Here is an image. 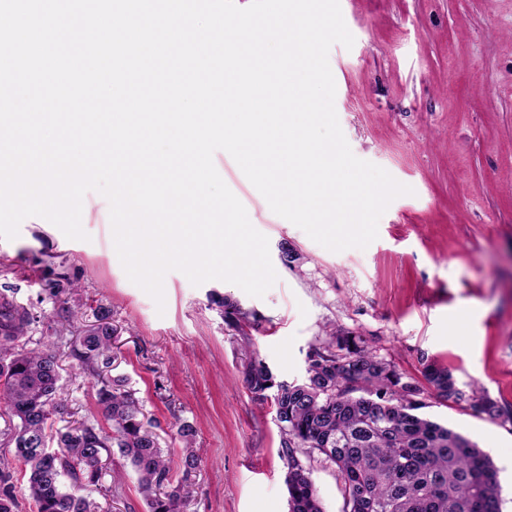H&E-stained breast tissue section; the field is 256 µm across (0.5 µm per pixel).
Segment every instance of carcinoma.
<instances>
[{
    "label": "carcinoma",
    "instance_id": "obj_1",
    "mask_svg": "<svg viewBox=\"0 0 512 512\" xmlns=\"http://www.w3.org/2000/svg\"><path fill=\"white\" fill-rule=\"evenodd\" d=\"M70 291L59 281L46 288L59 325L54 335L73 336L68 356L94 379L106 425H67L56 431L59 449L49 448L52 417L67 411L59 358L50 348L28 350L20 344L36 317L9 289L1 290L0 418L8 423L5 445L12 460L0 456V512H19L14 463L27 476L35 512H97V503L83 491L102 489L103 471L116 455L136 474L147 512H187L189 479L199 457L188 451L182 476L175 479L159 436L144 422L135 392L126 388L127 378L112 376V309L98 304L93 321L78 327L84 313L69 305ZM217 304L227 323L241 328L247 313L227 297ZM423 377L426 388L369 351L366 340L351 331L310 349L300 383L276 380L254 357L247 362L246 388L259 401L273 400L289 512H324L307 466L316 457L336 466L341 476L343 512H501V486L489 455L419 410L426 407L427 393L492 419L512 420V409L503 410L475 388L463 390L445 367L427 364ZM63 476L71 480L67 490Z\"/></svg>",
    "mask_w": 512,
    "mask_h": 512
}]
</instances>
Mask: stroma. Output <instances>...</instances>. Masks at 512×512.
<instances>
[{"label": "stroma", "mask_w": 512, "mask_h": 512, "mask_svg": "<svg viewBox=\"0 0 512 512\" xmlns=\"http://www.w3.org/2000/svg\"><path fill=\"white\" fill-rule=\"evenodd\" d=\"M355 42L334 44L335 110L360 159L412 194L392 201L366 249L339 253L276 215L225 151L221 178L269 239L277 282L264 297L220 280L164 278L165 308L127 277L116 253L109 203L83 200L87 240H70L32 216L16 239L0 238V287L17 304L49 315L48 281L72 282V306L104 304L117 329L113 365L137 393L173 461L184 444L174 424L193 425L200 469L189 512H288L286 462L272 402L245 387L248 358L278 380L306 376L307 354L351 331L405 376L448 367L464 389L512 406V0H340ZM293 252L282 260L283 249ZM247 312L229 326L216 304ZM66 418L92 420L95 392L56 347ZM426 414L474 441L492 459L501 512H512V422L428 398ZM95 494L102 512H146L136 475L113 458Z\"/></svg>", "instance_id": "stroma-1"}]
</instances>
